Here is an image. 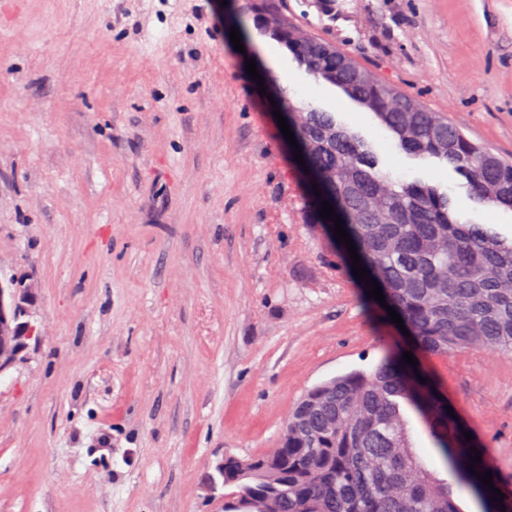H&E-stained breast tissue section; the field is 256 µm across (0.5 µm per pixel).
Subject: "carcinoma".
<instances>
[{"mask_svg": "<svg viewBox=\"0 0 512 512\" xmlns=\"http://www.w3.org/2000/svg\"><path fill=\"white\" fill-rule=\"evenodd\" d=\"M253 24L305 70L375 114L409 156L445 160L469 179L480 204L512 210V162L470 140L438 112L347 52L301 28L276 0L250 3ZM301 155L317 173L320 197L339 215L361 263L424 353L479 348L512 351V240L483 224L461 223L448 195L429 184H398L358 135L330 112L300 107L281 93ZM403 353L310 391L288 417L278 446L251 461L224 456L222 484L237 488L224 512H459L448 484L411 447L405 409L426 424L457 486L492 501L471 473L473 442Z\"/></svg>", "mask_w": 512, "mask_h": 512, "instance_id": "carcinoma-1", "label": "carcinoma"}]
</instances>
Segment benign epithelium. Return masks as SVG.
Listing matches in <instances>:
<instances>
[{
  "instance_id": "benign-epithelium-1",
  "label": "benign epithelium",
  "mask_w": 512,
  "mask_h": 512,
  "mask_svg": "<svg viewBox=\"0 0 512 512\" xmlns=\"http://www.w3.org/2000/svg\"><path fill=\"white\" fill-rule=\"evenodd\" d=\"M39 300L38 288L24 274L8 281L0 280V372H7L22 363L34 341L40 336L32 323H22L14 310L33 308Z\"/></svg>"
}]
</instances>
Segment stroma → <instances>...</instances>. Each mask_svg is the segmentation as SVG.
<instances>
[{
	"label": "stroma",
	"instance_id": "35a3bbf8",
	"mask_svg": "<svg viewBox=\"0 0 512 512\" xmlns=\"http://www.w3.org/2000/svg\"><path fill=\"white\" fill-rule=\"evenodd\" d=\"M245 0H0V274L41 290L29 360L0 378V512H224L216 461L274 448L314 387L410 339L368 297L245 68L333 113L396 180L512 239L447 162L411 157L373 113L270 37ZM474 142L512 157V0H288ZM512 492V353L418 355ZM419 458L452 476L414 411ZM112 432L106 466L90 461Z\"/></svg>",
	"mask_w": 512,
	"mask_h": 512
}]
</instances>
